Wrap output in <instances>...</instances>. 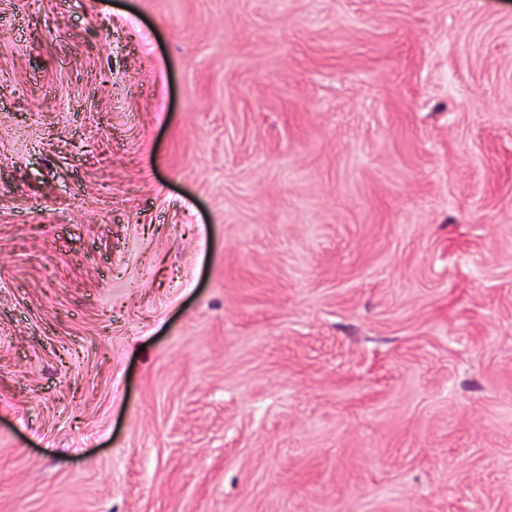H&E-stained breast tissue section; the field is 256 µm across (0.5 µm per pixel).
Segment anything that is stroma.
I'll return each instance as SVG.
<instances>
[{
  "label": "stroma",
  "instance_id": "obj_1",
  "mask_svg": "<svg viewBox=\"0 0 512 512\" xmlns=\"http://www.w3.org/2000/svg\"><path fill=\"white\" fill-rule=\"evenodd\" d=\"M0 512H512V0H0Z\"/></svg>",
  "mask_w": 512,
  "mask_h": 512
}]
</instances>
